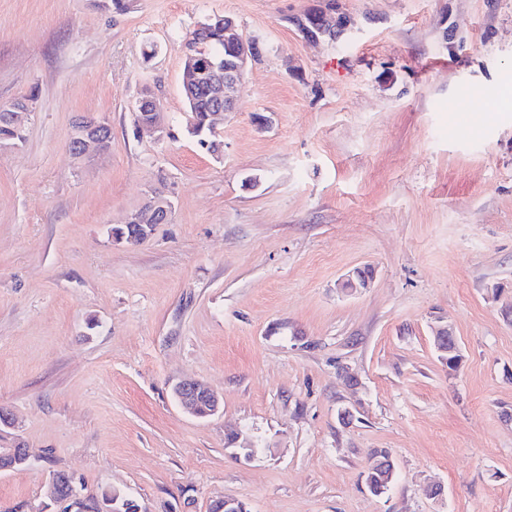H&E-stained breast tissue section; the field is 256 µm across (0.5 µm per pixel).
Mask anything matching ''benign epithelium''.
<instances>
[{"label": "benign epithelium", "mask_w": 512, "mask_h": 512, "mask_svg": "<svg viewBox=\"0 0 512 512\" xmlns=\"http://www.w3.org/2000/svg\"><path fill=\"white\" fill-rule=\"evenodd\" d=\"M224 43H226L229 55L224 63L215 64L211 59L203 56L205 49L200 42L195 40L189 45V53L186 55L187 67L183 72L182 86L187 93L194 91V83L200 74L205 75L213 97L223 102V107L210 114L211 120L235 110L238 86L249 61L256 55V48L252 43L244 39L235 22L231 19L224 20ZM161 107L149 113L147 116L137 117V128L141 132L149 133L161 140L165 137V127L161 115ZM105 123L92 115H81L74 123L72 136V154L81 159H90L106 151L109 137L103 130ZM145 209L156 218L158 223L167 222L172 213L170 201L164 195L154 192L145 204ZM434 347L438 354L446 355L449 347L457 344L456 337L448 326H438L433 331ZM173 394L179 405L194 416H199L198 408L204 402L209 407L208 414L218 411L221 400L204 385L181 381ZM29 452L24 443L17 441L8 448H0V473L11 471L17 467L28 464ZM49 505L44 512H118L116 508L99 499H87L76 490L75 480L67 473L53 474L49 493Z\"/></svg>", "instance_id": "1"}]
</instances>
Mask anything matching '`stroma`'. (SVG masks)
Listing matches in <instances>:
<instances>
[{"mask_svg": "<svg viewBox=\"0 0 512 512\" xmlns=\"http://www.w3.org/2000/svg\"><path fill=\"white\" fill-rule=\"evenodd\" d=\"M125 3L0 0V103L35 97L0 149V446L31 455L0 473V512H35L58 471L146 512H512V0ZM213 16L258 52L217 156L180 90ZM310 16L335 38L305 36ZM145 93L170 138L138 134ZM81 114L112 131L84 161ZM153 189L169 223L116 241ZM183 379L220 410L185 413ZM434 338V347L438 354L446 355L449 352V347L451 345H455L457 347V340L454 336L453 332L448 328V325L438 326L434 328L433 331ZM458 348V347H457ZM461 354L459 351L448 354L447 357L444 358L446 365H448V369L451 371H456L459 367V362L461 361ZM173 394L179 405L196 417L212 415L218 411L221 405V400L216 394L197 382H178L176 388L173 387ZM201 402H205L209 407V411L204 416L198 412Z\"/></svg>", "mask_w": 512, "mask_h": 512, "instance_id": "1", "label": "stroma"}]
</instances>
